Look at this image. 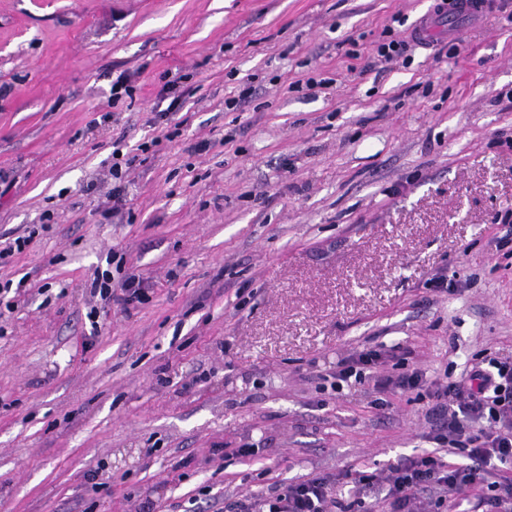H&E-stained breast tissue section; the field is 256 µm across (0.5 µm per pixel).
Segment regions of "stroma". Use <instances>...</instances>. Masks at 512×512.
Segmentation results:
<instances>
[{
  "instance_id": "1",
  "label": "stroma",
  "mask_w": 512,
  "mask_h": 512,
  "mask_svg": "<svg viewBox=\"0 0 512 512\" xmlns=\"http://www.w3.org/2000/svg\"><path fill=\"white\" fill-rule=\"evenodd\" d=\"M436 3L0 0V242L52 215L0 266L31 284L0 316V512L383 475L426 447L423 403L333 388L338 360L398 345L433 379L512 356V0L374 59ZM110 252L149 301L92 322ZM374 51L381 62L392 63L402 59V64L407 65L410 61L409 55L406 54L408 52V44L405 40L394 38L388 26L384 28L376 42ZM112 156H113V159L116 160L115 162L112 163V168L110 170L112 179L119 180V185L114 186L112 188V202H113L112 212L113 211L119 212L120 208H122V206H123L122 202L124 201L123 200L124 189L122 188L121 182L125 178L126 173L129 169V166H126V165H129L130 163L128 162L129 160H125L126 162L124 163V165L127 168L123 172L122 164H121L122 162L119 161L120 152H119L118 148L112 152Z\"/></svg>"
}]
</instances>
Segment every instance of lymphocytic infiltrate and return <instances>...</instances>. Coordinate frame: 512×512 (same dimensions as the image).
Wrapping results in <instances>:
<instances>
[{
    "instance_id": "obj_1",
    "label": "lymphocytic infiltrate",
    "mask_w": 512,
    "mask_h": 512,
    "mask_svg": "<svg viewBox=\"0 0 512 512\" xmlns=\"http://www.w3.org/2000/svg\"><path fill=\"white\" fill-rule=\"evenodd\" d=\"M404 362L397 347L367 349L338 363L337 383L372 381L381 393L424 390L430 448L389 466L381 498L386 512H414L417 500L447 512H512V362L472 364L459 377L425 383L418 370L378 374L384 359ZM378 476L348 471L273 483L240 502V512H344V488L370 493Z\"/></svg>"
}]
</instances>
